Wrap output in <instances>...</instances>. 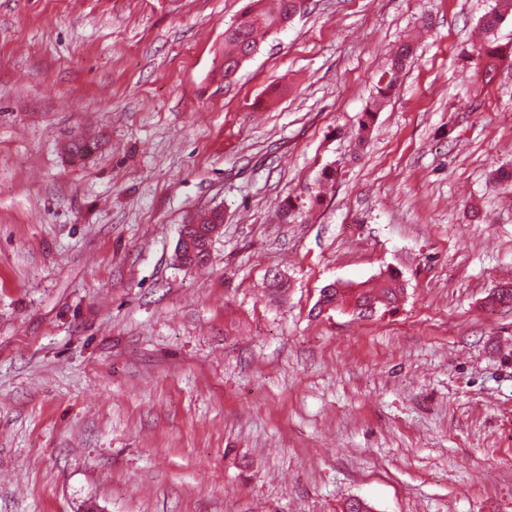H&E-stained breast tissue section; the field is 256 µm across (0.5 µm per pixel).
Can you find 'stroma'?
<instances>
[{"instance_id": "stroma-1", "label": "stroma", "mask_w": 512, "mask_h": 512, "mask_svg": "<svg viewBox=\"0 0 512 512\" xmlns=\"http://www.w3.org/2000/svg\"><path fill=\"white\" fill-rule=\"evenodd\" d=\"M492 2L307 0L227 82L247 0H0V512H512V21L461 57ZM388 271L395 312L318 310ZM512 20V0H495L494 7L487 12L480 20L481 27L487 36V40L474 44L471 51H464L467 62L480 71L482 67L490 68L496 65V59L500 58V46L496 44L494 31L505 22ZM413 50L412 43L404 41L390 53L386 68L381 72L376 82L375 95L358 120V145L365 143L366 134L370 132L377 113L382 111L387 102L397 92L407 63L413 55ZM223 221V215L217 210H212L200 214L196 223L185 225L189 241L182 246L184 258L182 265L202 266L209 261L210 246L216 235L211 233L220 228Z\"/></svg>"}]
</instances>
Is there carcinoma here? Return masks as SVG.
I'll use <instances>...</instances> for the list:
<instances>
[{
  "instance_id": "carcinoma-1",
  "label": "carcinoma",
  "mask_w": 512,
  "mask_h": 512,
  "mask_svg": "<svg viewBox=\"0 0 512 512\" xmlns=\"http://www.w3.org/2000/svg\"><path fill=\"white\" fill-rule=\"evenodd\" d=\"M301 4L303 0H250L241 14L224 29V78H231L244 57L257 49L255 36L258 32L279 33L286 27L285 20L302 12L299 8ZM508 19L512 20V0H495L494 7L481 18V27L489 38L464 52L467 62L475 69L495 66L496 59L500 58V46L492 36ZM412 55L413 45L409 41L401 43L390 53L386 68L376 82L375 95L359 118L358 144L365 143L366 134L370 132L377 113L397 92ZM222 224L223 215L212 210L199 215L196 223L187 226L189 241L182 246V265L202 266L209 261L212 232ZM404 294L402 280L389 273L357 288H332L326 293V300L335 305L348 302L355 309L368 305L375 311L386 312L393 310Z\"/></svg>"
}]
</instances>
